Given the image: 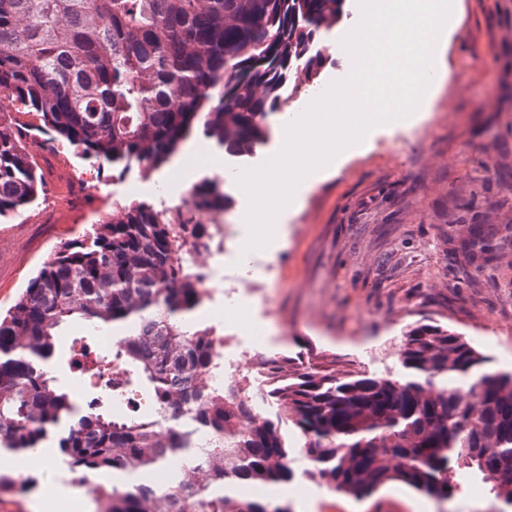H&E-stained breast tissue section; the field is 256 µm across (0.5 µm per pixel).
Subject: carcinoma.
<instances>
[{
	"label": "carcinoma",
	"mask_w": 512,
	"mask_h": 512,
	"mask_svg": "<svg viewBox=\"0 0 512 512\" xmlns=\"http://www.w3.org/2000/svg\"><path fill=\"white\" fill-rule=\"evenodd\" d=\"M345 0H0V223L46 191L37 155L66 145L98 169L149 177L194 127L249 158L304 61L306 95L325 59L322 30ZM185 232L207 234L234 199L206 177L184 200ZM467 263L493 259L479 228ZM166 208L112 202V216L65 241L0 314V454L58 451L94 512H293L243 493L303 479L357 498L389 482L446 499L450 474L485 478L512 508V370L438 323L403 332L400 369L338 375L257 355V377L213 379L209 300ZM78 399L56 375L70 326ZM112 334L94 351L93 337ZM123 401L129 410L111 412ZM296 430L294 445L282 421ZM168 472L159 493L143 481ZM39 484L0 472V500Z\"/></svg>",
	"instance_id": "obj_1"
}]
</instances>
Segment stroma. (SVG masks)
<instances>
[{
  "instance_id": "1",
  "label": "stroma",
  "mask_w": 512,
  "mask_h": 512,
  "mask_svg": "<svg viewBox=\"0 0 512 512\" xmlns=\"http://www.w3.org/2000/svg\"><path fill=\"white\" fill-rule=\"evenodd\" d=\"M459 4L448 47L453 94H440L422 123L365 142L274 225L276 241L263 249L277 322L268 351L303 355L323 371L381 374L395 369L406 326L429 319L461 333L491 369L512 370V0ZM283 98L267 142L242 169L270 158L284 114L307 101L291 84ZM192 139L198 152L149 178L93 169L69 148L41 154L45 196L0 224V307L51 250L111 214L113 201L174 206L192 179L213 175L200 154L209 140L198 130ZM477 225L497 230L496 259L480 270L460 252ZM38 474L39 487L0 512H43L47 500L66 512L78 486L52 464ZM248 493L291 502L294 512H496L467 491L438 502L395 483L363 499L308 481Z\"/></svg>"
}]
</instances>
